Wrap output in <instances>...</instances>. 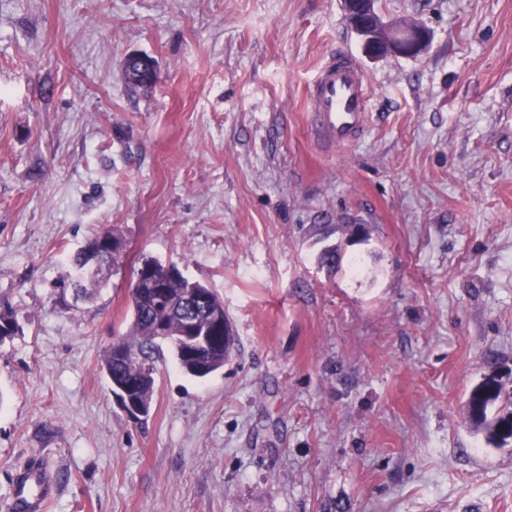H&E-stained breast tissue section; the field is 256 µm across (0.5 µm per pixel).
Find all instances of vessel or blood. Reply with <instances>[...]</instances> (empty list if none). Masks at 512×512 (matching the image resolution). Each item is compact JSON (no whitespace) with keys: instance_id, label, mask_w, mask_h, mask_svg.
Instances as JSON below:
<instances>
[{"instance_id":"obj_1","label":"vessel or blood","mask_w":512,"mask_h":512,"mask_svg":"<svg viewBox=\"0 0 512 512\" xmlns=\"http://www.w3.org/2000/svg\"><path fill=\"white\" fill-rule=\"evenodd\" d=\"M372 93L355 59L346 53L326 60L307 90L309 126L314 141L329 150H344L367 128ZM50 493L42 471L16 476L13 512H41Z\"/></svg>"}]
</instances>
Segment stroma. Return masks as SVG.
<instances>
[{
	"label": "stroma",
	"mask_w": 512,
	"mask_h": 512,
	"mask_svg": "<svg viewBox=\"0 0 512 512\" xmlns=\"http://www.w3.org/2000/svg\"><path fill=\"white\" fill-rule=\"evenodd\" d=\"M380 7L429 50L367 57L339 0H0V512L33 463L43 512H512V441L466 421L512 387V0ZM339 50L373 97L332 152L305 90ZM112 227L122 266L74 300ZM145 256L235 344L202 380L162 349L135 421L101 366ZM121 234L118 231L117 228H112L109 230L104 231L103 233L97 235L92 240H90L87 245H85L81 250H79L73 257L74 265L76 266V277L74 281L72 282V287L75 291L76 297H80L87 294V288L89 286L95 285V283L98 281L94 277H85L83 275L84 268L87 264V251H90V249L99 241H109L110 246L105 251H99L96 254L97 260L101 264H112V270H118L120 266V260H121V254L123 252L124 244L123 242L121 245L114 251H112V239H119ZM118 256V257H114Z\"/></svg>",
	"instance_id": "obj_1"
}]
</instances>
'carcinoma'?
Listing matches in <instances>:
<instances>
[{
	"mask_svg": "<svg viewBox=\"0 0 512 512\" xmlns=\"http://www.w3.org/2000/svg\"><path fill=\"white\" fill-rule=\"evenodd\" d=\"M118 238V229L106 230L74 255L76 277L72 287L76 296L87 294V287L97 282L96 278L83 275L87 251L101 240L110 242ZM201 288L202 283L179 273L166 278V296L159 301L144 276L134 270L129 284L131 324L119 339L125 355L116 354L112 346L106 349L102 368L108 381L127 387L137 401L152 406L156 356L164 343L171 347L177 367L193 377L205 378L223 368L232 355L235 338L225 316L222 320L227 331L216 329L212 315L224 312V306L215 293H210L204 308L195 306L194 295ZM159 324L165 326L168 335H156ZM19 329L14 312L0 309V344L15 336ZM466 407L472 428L492 440L504 443L512 439V390H504L498 375H489L477 384Z\"/></svg>",
	"mask_w": 512,
	"mask_h": 512,
	"instance_id": "carcinoma-1",
	"label": "carcinoma"
}]
</instances>
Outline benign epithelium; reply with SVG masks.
Instances as JSON below:
<instances>
[{"label":"benign epithelium","mask_w":512,"mask_h":512,"mask_svg":"<svg viewBox=\"0 0 512 512\" xmlns=\"http://www.w3.org/2000/svg\"><path fill=\"white\" fill-rule=\"evenodd\" d=\"M342 8L355 29L363 37L366 54L378 56L394 54L415 57L423 53L430 42V31L422 23L414 20H401L392 29L372 24V0H341ZM117 401L120 407L131 417L143 416V409L128 393L118 390Z\"/></svg>","instance_id":"benign-epithelium-1"}]
</instances>
